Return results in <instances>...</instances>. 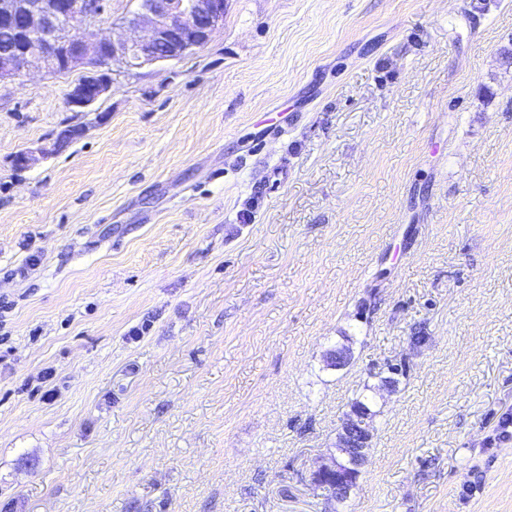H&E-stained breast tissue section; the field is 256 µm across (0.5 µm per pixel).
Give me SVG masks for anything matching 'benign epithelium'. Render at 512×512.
<instances>
[{
    "instance_id": "obj_1",
    "label": "benign epithelium",
    "mask_w": 512,
    "mask_h": 512,
    "mask_svg": "<svg viewBox=\"0 0 512 512\" xmlns=\"http://www.w3.org/2000/svg\"><path fill=\"white\" fill-rule=\"evenodd\" d=\"M109 0H0V29L8 40L0 44V81L23 76L33 68L47 73L86 70V76L66 92L68 105L82 112L94 105L112 84L110 65L116 60L137 68L180 59L209 43L224 23V0H140L126 20L130 35L87 36V27L104 20ZM58 135L51 148L18 152L14 165L27 169L67 141ZM351 349L328 353L327 366L346 367ZM372 417L366 409H350L340 420L334 451L311 471L315 484L329 476H358L372 447Z\"/></svg>"
}]
</instances>
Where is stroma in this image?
Listing matches in <instances>:
<instances>
[{"label": "stroma", "instance_id": "1", "mask_svg": "<svg viewBox=\"0 0 512 512\" xmlns=\"http://www.w3.org/2000/svg\"><path fill=\"white\" fill-rule=\"evenodd\" d=\"M508 50L512 0H226L87 111L0 81V512H512ZM371 421L369 411L362 407L351 408L344 415L338 426L334 451L311 471V483L317 484L319 480L334 475L344 476L346 483L360 474L368 461L367 448L372 447L374 429ZM334 485L336 480L330 478L318 484L327 492V497L335 494V491H331Z\"/></svg>", "mask_w": 512, "mask_h": 512}]
</instances>
